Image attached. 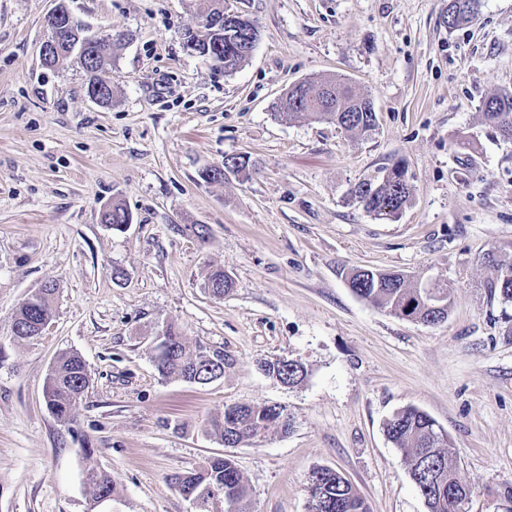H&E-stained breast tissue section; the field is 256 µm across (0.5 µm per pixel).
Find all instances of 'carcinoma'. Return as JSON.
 <instances>
[{
    "mask_svg": "<svg viewBox=\"0 0 512 512\" xmlns=\"http://www.w3.org/2000/svg\"><path fill=\"white\" fill-rule=\"evenodd\" d=\"M451 13L445 18L446 26L455 29L472 21L478 9L476 0H450ZM198 18L208 22L209 36L198 41L190 52L222 65L231 72L246 62L245 43L258 31L256 21L236 14L224 4V0H195ZM62 20L54 23L58 53L42 62L43 67L55 69L72 56L86 65L84 55L90 53L108 72L114 49L125 41L126 35L117 34L110 43L93 42L87 51L75 50V36L82 32L81 23L66 24L71 13L58 4ZM305 89L300 103L291 100L290 94L276 105V116L292 121L308 115L319 120L334 121L358 137H369L377 128L376 113L372 112L370 99L356 93L346 82L334 76L310 79L303 82ZM483 121L496 128L503 136L512 138V91L503 90L486 98L481 107ZM412 189L407 180L396 183L364 182L355 190V197L364 210L378 219L398 217L409 202ZM129 211L119 203L110 205L102 214V223L117 227L126 223ZM493 280L491 290L502 300L512 302V257L504 254L492 257ZM350 288L361 298L379 308L398 314L404 302L411 298L415 289L402 281L375 273L356 270L349 276ZM215 297H222L233 288V280L223 270L213 271L204 283ZM55 284L50 282L38 293L29 295L16 309L12 325L21 329L16 337L26 339L33 324L52 318ZM414 320L435 324L445 319L442 309L425 310L415 306ZM165 343L155 348L154 362L164 377L182 380L195 379L197 385L211 383V368L224 364V352L199 346L197 351L186 350L182 336L173 325L166 324ZM268 374L281 383L292 386L300 383L307 370L303 363L268 362L264 364ZM89 385V375L82 357L75 352H63L49 369L44 385L47 408L55 418L67 423L73 408ZM272 429L284 433L291 429V419L284 409L276 405L234 404L224 407V412L212 418L206 432L220 442L236 447L241 443L265 435ZM390 441L402 453L408 464V473L417 491L425 498L429 512H460L467 499L457 485L455 465L446 449L448 440L436 421L414 406L397 411L385 424ZM87 481L94 497L112 495L114 486L109 475L95 470L87 473ZM172 483L183 495L196 497L207 494L213 488L223 486L230 490L236 504V512H247L248 488L234 461L226 456L211 458L208 465L196 472L177 473ZM311 512H369V506L357 489L338 471L324 468L319 483L309 486Z\"/></svg>",
    "mask_w": 512,
    "mask_h": 512,
    "instance_id": "carcinoma-1",
    "label": "carcinoma"
}]
</instances>
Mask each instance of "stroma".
I'll return each mask as SVG.
<instances>
[{"label":"stroma","instance_id":"1","mask_svg":"<svg viewBox=\"0 0 512 512\" xmlns=\"http://www.w3.org/2000/svg\"><path fill=\"white\" fill-rule=\"evenodd\" d=\"M57 2L0 0V512H196L171 476L227 454L250 512H310L318 466L371 512H428L384 431L409 405L448 438L471 490L462 512H512V303L488 288L490 255L512 254V139L480 113L512 90V0H483L450 31L448 0H227L260 30L230 73L184 47L192 0H65L90 29L127 35L107 106L78 59L40 62ZM320 76L371 100V138L275 118ZM237 154L249 180H203ZM397 163L412 196L380 220L353 193ZM115 202L133 216L120 231L101 222ZM356 267L436 280L447 318L377 308L350 288ZM216 268L234 282L221 298L204 286ZM47 281L48 331L16 338L15 310ZM166 322L187 350L223 351V378L161 377L151 339ZM66 351L90 386L63 424L43 388ZM276 359L305 379L266 375ZM235 403L280 405L293 427L225 448L206 426ZM92 468L115 487L99 503ZM265 370L282 384L292 386L300 383L306 376L307 370L303 363L288 360L286 362H264Z\"/></svg>","mask_w":512,"mask_h":512}]
</instances>
